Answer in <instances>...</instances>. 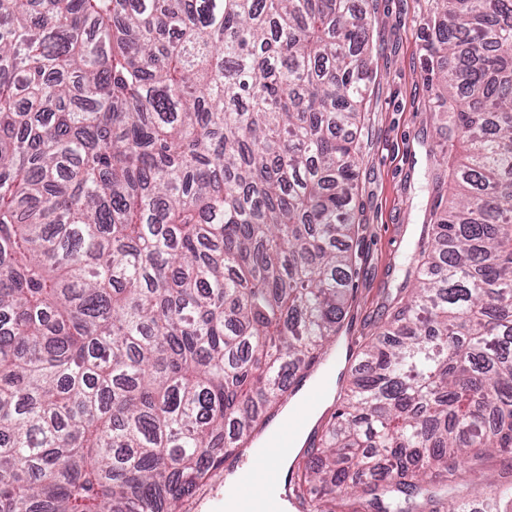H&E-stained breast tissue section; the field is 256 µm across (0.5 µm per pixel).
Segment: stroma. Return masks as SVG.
<instances>
[{"label":"stroma","instance_id":"stroma-1","mask_svg":"<svg viewBox=\"0 0 512 512\" xmlns=\"http://www.w3.org/2000/svg\"><path fill=\"white\" fill-rule=\"evenodd\" d=\"M368 92L355 134L357 220L352 301L345 320L358 338L375 335L401 298L405 270L434 202L447 193L435 183L448 148V115L433 110L445 95L438 78L448 57L435 54L428 29L434 0H369Z\"/></svg>","mask_w":512,"mask_h":512}]
</instances>
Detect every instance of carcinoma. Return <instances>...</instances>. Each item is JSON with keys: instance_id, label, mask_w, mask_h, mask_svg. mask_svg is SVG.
Masks as SVG:
<instances>
[{"instance_id": "1", "label": "carcinoma", "mask_w": 512, "mask_h": 512, "mask_svg": "<svg viewBox=\"0 0 512 512\" xmlns=\"http://www.w3.org/2000/svg\"><path fill=\"white\" fill-rule=\"evenodd\" d=\"M457 198L298 512H512V0H436ZM368 0H0V512H179L351 297Z\"/></svg>"}]
</instances>
